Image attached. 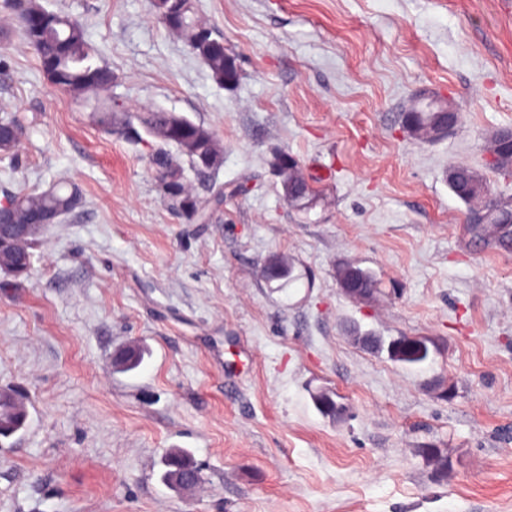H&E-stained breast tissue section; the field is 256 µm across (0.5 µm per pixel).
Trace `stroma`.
Here are the masks:
<instances>
[{
    "instance_id": "obj_1",
    "label": "stroma",
    "mask_w": 512,
    "mask_h": 512,
    "mask_svg": "<svg viewBox=\"0 0 512 512\" xmlns=\"http://www.w3.org/2000/svg\"><path fill=\"white\" fill-rule=\"evenodd\" d=\"M40 2L85 25L126 109L214 131L222 165L184 178L224 206L193 220L160 188L157 140L104 132L19 28L0 35V113L25 131L0 192L68 178L83 194L27 278L0 273V389L28 413L0 441V512H512V253L472 241L445 179L512 126L501 0H195L232 86L152 0ZM422 93L463 115L430 143L400 117ZM280 150L319 193L309 212L268 164ZM275 255L295 261L281 290L261 274ZM343 260L383 296L347 298ZM407 340L426 359L397 357ZM132 346L141 364L115 371ZM176 448L194 490L163 479Z\"/></svg>"
}]
</instances>
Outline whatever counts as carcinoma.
<instances>
[{
  "label": "carcinoma",
  "instance_id": "cac0c4a2",
  "mask_svg": "<svg viewBox=\"0 0 512 512\" xmlns=\"http://www.w3.org/2000/svg\"><path fill=\"white\" fill-rule=\"evenodd\" d=\"M15 20L21 26L27 42L36 52L47 79L76 99L92 100L97 124L110 134L124 135L139 124L146 135L160 141L162 147L152 155L158 170L160 185L165 194L179 200L182 208L193 218L204 219L207 212L224 202L219 191L206 200L195 197L183 180L180 159L186 158L194 170L202 173L220 167L224 149L216 134L201 123L168 112L151 109L131 113L112 98L115 76L112 68L100 62V51L92 43L85 26L76 19L47 10L40 0H7ZM154 12L161 23L179 35L188 47L210 69L221 85H232L239 80L236 59L227 53L224 40L212 37V32L196 17L193 0H152ZM405 129L417 140L432 142L439 139L436 130L449 123H462L459 112H405ZM23 129L16 120L0 116V154H17ZM173 146L172 154L166 147ZM486 153L493 161L485 167L499 175L512 170V127H501L489 138ZM270 166L281 178L284 197L292 208L308 212L316 199L299 160L286 151L272 154ZM448 188L466 205L467 230L474 241L492 244L501 250L512 251V205L506 196L494 191L485 175L467 163L448 167ZM13 207L0 214L1 224H28L42 212H54L63 217L80 206L82 196L74 185L60 182L45 190L14 194ZM43 228L26 236H10L0 229V268L15 278L28 275L33 249L39 244ZM295 263L291 258L274 256L263 269L267 284L277 283L282 289L297 280L293 275ZM336 280L344 293L361 302L375 300L381 294L380 282L373 272L357 263L346 261L336 266ZM27 418L10 389L0 390V431L17 429ZM169 474L193 467L181 451L168 455Z\"/></svg>",
  "mask_w": 512,
  "mask_h": 512
}]
</instances>
